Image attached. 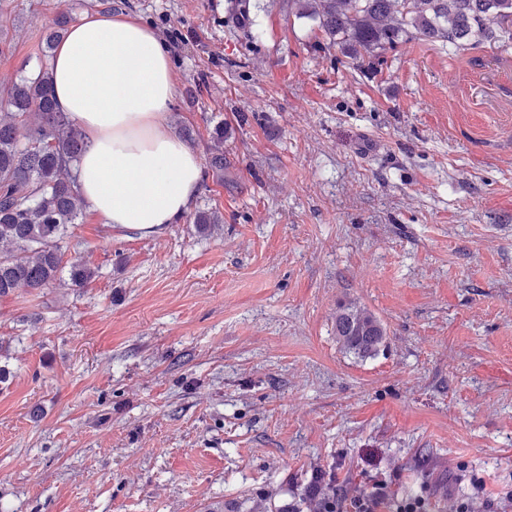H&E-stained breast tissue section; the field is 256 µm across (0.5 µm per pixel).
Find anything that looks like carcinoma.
<instances>
[{"label":"carcinoma","instance_id":"cac0c4a2","mask_svg":"<svg viewBox=\"0 0 512 512\" xmlns=\"http://www.w3.org/2000/svg\"><path fill=\"white\" fill-rule=\"evenodd\" d=\"M288 10L313 21L326 47L344 49L360 67L412 39L454 50L485 41L512 47V0H288ZM68 24L67 16L58 18L38 67L0 91L10 107L0 116V296L20 286L48 288L65 270L75 288L96 276L77 258L64 261L63 243L83 210L78 163L87 149L52 96L50 59ZM207 165L224 181L222 126L211 137ZM193 223L204 232L222 219L199 211ZM334 331L339 349L360 360L377 357L389 340L381 319L354 299L337 304Z\"/></svg>","mask_w":512,"mask_h":512}]
</instances>
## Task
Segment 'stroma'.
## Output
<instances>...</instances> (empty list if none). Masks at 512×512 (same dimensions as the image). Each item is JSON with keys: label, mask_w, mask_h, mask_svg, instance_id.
<instances>
[{"label": "stroma", "mask_w": 512, "mask_h": 512, "mask_svg": "<svg viewBox=\"0 0 512 512\" xmlns=\"http://www.w3.org/2000/svg\"><path fill=\"white\" fill-rule=\"evenodd\" d=\"M0 0V87L60 15L167 42L171 129L226 183L144 235L83 213L85 288L0 297V512H273L312 464L436 499L512 490V50L410 40L358 69L281 0ZM384 322L360 360L339 300ZM224 160V127L218 126L211 137L207 165L221 182L224 181ZM336 344L345 354L360 360L373 359L388 344V333L381 319L354 299L339 302L334 317Z\"/></svg>", "instance_id": "obj_1"}]
</instances>
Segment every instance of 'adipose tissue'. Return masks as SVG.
Masks as SVG:
<instances>
[{
    "label": "adipose tissue",
    "mask_w": 512,
    "mask_h": 512,
    "mask_svg": "<svg viewBox=\"0 0 512 512\" xmlns=\"http://www.w3.org/2000/svg\"><path fill=\"white\" fill-rule=\"evenodd\" d=\"M52 69L55 102L87 141L85 208L143 234L187 213L201 161L169 130L176 80L158 34L127 13L87 15L57 45Z\"/></svg>",
    "instance_id": "ef3b65f1"
}]
</instances>
